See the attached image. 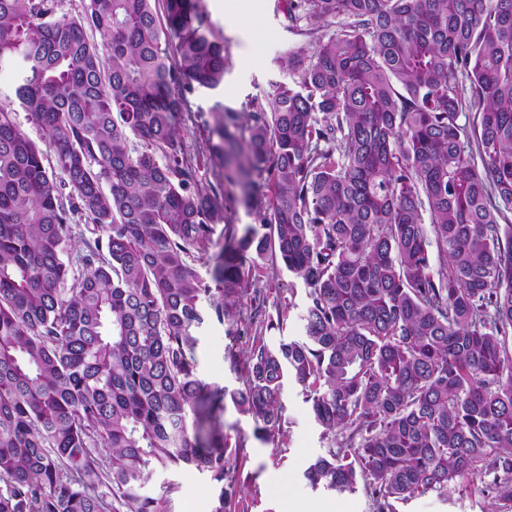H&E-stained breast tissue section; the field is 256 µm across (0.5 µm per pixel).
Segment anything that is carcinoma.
I'll use <instances>...</instances> for the list:
<instances>
[{"label":"carcinoma","mask_w":512,"mask_h":512,"mask_svg":"<svg viewBox=\"0 0 512 512\" xmlns=\"http://www.w3.org/2000/svg\"><path fill=\"white\" fill-rule=\"evenodd\" d=\"M54 2L0 0V67L54 160L1 103L0 512H167L144 487L181 467L222 487L243 440L217 418L279 445L287 378L330 439L312 487L512 512V0H288L290 27L340 29L265 101L214 102L218 184L179 133L224 86L202 0L163 23L156 0ZM226 198L261 224L224 223ZM265 261L308 288L305 340L256 331L228 352L243 387L212 386L197 333L240 322Z\"/></svg>","instance_id":"cac0c4a2"}]
</instances>
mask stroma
<instances>
[{"mask_svg": "<svg viewBox=\"0 0 512 512\" xmlns=\"http://www.w3.org/2000/svg\"><path fill=\"white\" fill-rule=\"evenodd\" d=\"M205 8L218 36L224 39L227 68L222 97L226 105L243 108L252 98H266L275 84L288 75L278 65L279 58L296 47H312L314 40L289 28L285 0H256L248 19H241L225 8V0H204ZM251 287L268 291L266 312L282 316L283 327L268 331L269 345L303 340L302 316L308 297L305 285L282 268L266 264L255 273ZM250 319H242L236 332L217 323L205 324L199 331V371L212 385L235 389L242 385L241 365L233 363L228 350L244 351V336ZM285 428L282 444L273 446L255 438L251 418L227 407L222 420L244 439V452L232 467L235 494L227 512H371L364 490L339 495L312 488L303 473L308 465L329 446L321 428L314 422L300 388L286 382L283 389ZM145 491L166 496L168 512H214L218 486L193 468L158 472L152 475Z\"/></svg>", "mask_w": 512, "mask_h": 512, "instance_id": "stroma-1", "label": "stroma"}]
</instances>
